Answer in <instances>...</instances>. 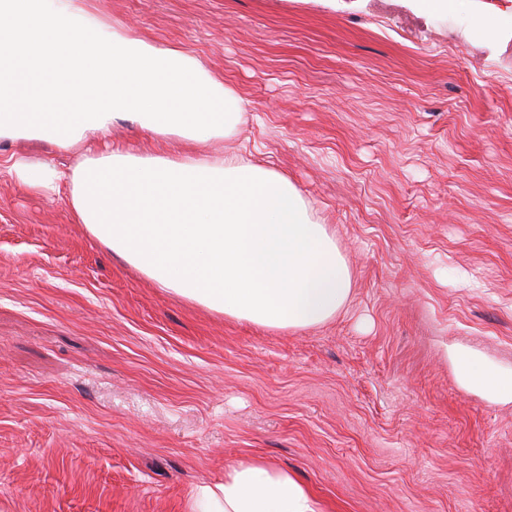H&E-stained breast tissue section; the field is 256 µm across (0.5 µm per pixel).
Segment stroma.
Returning <instances> with one entry per match:
<instances>
[{
	"instance_id": "1",
	"label": "stroma",
	"mask_w": 512,
	"mask_h": 512,
	"mask_svg": "<svg viewBox=\"0 0 512 512\" xmlns=\"http://www.w3.org/2000/svg\"><path fill=\"white\" fill-rule=\"evenodd\" d=\"M198 58L245 103L195 157L287 177L354 285L333 320L271 330L160 288L11 157L180 158L129 119L58 150L0 138V512H189L263 457L321 512H512V22L408 0H77ZM450 356L458 365L463 383L478 388L491 398H512V370L494 369L471 353L451 351Z\"/></svg>"
}]
</instances>
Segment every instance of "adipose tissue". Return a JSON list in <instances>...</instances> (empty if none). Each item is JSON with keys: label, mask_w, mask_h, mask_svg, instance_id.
Masks as SVG:
<instances>
[{"label": "adipose tissue", "mask_w": 512, "mask_h": 512, "mask_svg": "<svg viewBox=\"0 0 512 512\" xmlns=\"http://www.w3.org/2000/svg\"><path fill=\"white\" fill-rule=\"evenodd\" d=\"M237 93L194 56L106 27L76 0H0V137L47 135L60 148L107 135L125 116L177 141L232 130ZM17 181L69 190L76 221L159 287L229 318L276 330L323 325L353 276L327 225L284 177L235 156L209 164L120 150L71 173L13 161ZM463 383L512 398V371L453 352ZM192 512H320L292 474L246 459L199 484Z\"/></svg>", "instance_id": "1"}]
</instances>
